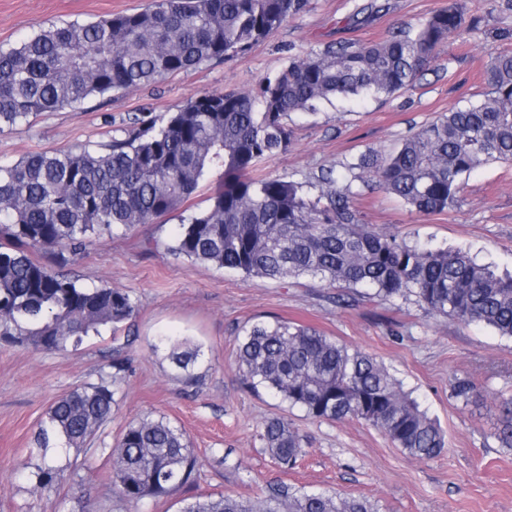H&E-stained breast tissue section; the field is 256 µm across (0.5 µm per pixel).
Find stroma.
<instances>
[{
	"mask_svg": "<svg viewBox=\"0 0 512 512\" xmlns=\"http://www.w3.org/2000/svg\"><path fill=\"white\" fill-rule=\"evenodd\" d=\"M147 0H0V48L9 49L51 25L86 24L131 13ZM310 0L261 44L228 61L212 60L164 81L92 97L74 108L44 112L0 129V162L12 164L42 150H98L124 137L132 116L144 119L181 109L205 91L256 90L292 57L330 43L374 42L411 29L448 0ZM480 29L447 41L415 87L391 97L355 102L336 98L313 114H291L287 151L262 160L261 173L305 183L317 195L321 171L356 162L373 149L392 151L440 113L480 99L489 57L512 53V10L505 0H461ZM362 223L408 244L460 248L512 272V166L493 164L466 179L453 210L423 215L378 186L353 182ZM170 214L106 240L90 239L70 276L90 287L123 288L139 311L129 330L99 335L63 352L0 346V512H180L184 499L236 495L252 499L288 484L341 491L374 503L379 512H512V447L497 437L499 396H512V338L493 329L432 314L415 297L371 300L318 279L247 281L236 271L194 263L165 251L179 231ZM159 250L149 252L145 243ZM284 320L316 328L382 362L404 391L441 428L446 447L415 459L362 420H313L299 408L244 387L236 369L238 343L249 326ZM199 351L194 381L173 369L172 338ZM130 371L111 419L86 450L52 448L66 480L38 487L41 456L35 435L51 403L77 386L112 379V358ZM471 380L470 403L453 397L454 379ZM181 427L202 461L196 483L134 508L111 480L112 450L128 423L144 415ZM272 417L287 419L306 441L295 469L282 470L259 437Z\"/></svg>",
	"mask_w": 512,
	"mask_h": 512,
	"instance_id": "stroma-1",
	"label": "stroma"
}]
</instances>
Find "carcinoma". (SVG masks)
Listing matches in <instances>:
<instances>
[{"label":"carcinoma","mask_w":512,"mask_h":512,"mask_svg":"<svg viewBox=\"0 0 512 512\" xmlns=\"http://www.w3.org/2000/svg\"><path fill=\"white\" fill-rule=\"evenodd\" d=\"M310 0H150L132 14L52 25L0 50V128L92 96L153 84L211 60L248 51L304 12ZM477 29L456 2L417 27L373 43L340 42L289 61L254 92L207 91L168 118L135 117L102 150L37 151L0 165V340L46 351L78 344L98 327L117 332L138 312L130 291L86 288L35 254L66 265L90 237H111L177 211L214 173L220 182L200 212L181 217L165 249L247 279L317 276L372 299L412 295L430 312L512 338V274L468 255L408 246L360 222L351 181L375 183L420 214L456 207L474 170L512 162V53L490 56L482 98L456 106L408 135L391 153L372 150L344 171L318 177L319 194L257 173L290 142L288 116L336 97L393 96L413 87L439 47ZM197 352L176 345L173 367L191 376ZM236 364L242 383L263 388L316 420H363L416 459L442 453L439 427L372 356L286 321L245 331ZM467 403L476 388L451 383ZM114 384H86L48 408L36 436L84 449L112 417ZM264 448L284 470L304 455V437L282 418L266 421ZM200 461L186 433L159 418L128 424L113 450L112 484L134 506L196 483ZM64 471L50 458L36 472L49 486ZM180 512H378L336 491L271 487L257 499L196 496Z\"/></svg>","instance_id":"obj_1"}]
</instances>
